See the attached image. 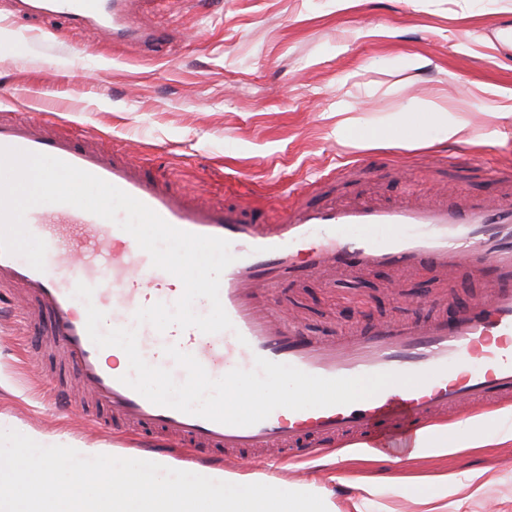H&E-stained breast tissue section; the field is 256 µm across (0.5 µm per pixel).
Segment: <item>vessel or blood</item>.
I'll return each instance as SVG.
<instances>
[{"mask_svg": "<svg viewBox=\"0 0 512 512\" xmlns=\"http://www.w3.org/2000/svg\"><path fill=\"white\" fill-rule=\"evenodd\" d=\"M147 0H25L42 16L90 25L113 40H133L152 51L172 31L143 21ZM46 113L0 116V148L43 153L115 185L173 227L226 239L235 260L222 273L220 301L232 329L205 334L195 328L135 325L134 314L161 302L173 305L181 281L155 268L150 255L115 222L68 204H40L25 216L29 231L47 244L44 271L17 255L0 254V288L32 334L36 365L56 356L55 402L76 408L113 444L140 448L146 460L168 448L194 456L209 450L219 460L257 463L262 449L291 463L313 459L322 441L359 437L368 449L399 458L413 430L451 413L512 399V194L494 198L461 189L451 203L402 200L314 203L294 194L273 222L259 220L251 201L224 206L202 190L176 187L147 172L124 145L105 151L94 134L49 130ZM424 266L445 272L472 267L487 276V293L455 306L451 316L403 326L392 321L368 335L310 337L281 319L270 296L283 279L328 272ZM92 286L91 304L105 326L137 327L138 346L153 366L170 368L167 346L193 355L211 378L251 370L256 357L324 378L377 373L421 374L415 386L393 384L377 395L325 408L274 410L251 426H231L160 406L121 383L111 359L117 347H97L86 332L87 312L77 283Z\"/></svg>", "mask_w": 512, "mask_h": 512, "instance_id": "1", "label": "vessel or blood"}]
</instances>
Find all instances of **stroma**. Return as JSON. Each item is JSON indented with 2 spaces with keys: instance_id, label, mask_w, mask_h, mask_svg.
I'll return each mask as SVG.
<instances>
[{
  "instance_id": "1",
  "label": "stroma",
  "mask_w": 512,
  "mask_h": 512,
  "mask_svg": "<svg viewBox=\"0 0 512 512\" xmlns=\"http://www.w3.org/2000/svg\"><path fill=\"white\" fill-rule=\"evenodd\" d=\"M150 17L178 32L170 52L144 57L116 47L107 57L99 31L74 33L66 20L24 15L0 0V108L49 112L73 133L136 143L147 167L180 186L228 205L253 200L270 219L277 202L322 175L324 199L339 204L451 202L464 184L481 197L512 192V181L489 180L472 166L477 157L486 166L512 163V0H163ZM433 98L468 110V142L437 141L429 128L404 140L370 138L372 126ZM351 118L361 119L363 140L337 141V125ZM431 156L454 164L429 166ZM421 281L427 294L407 298L405 289ZM484 291V278L467 268H379L286 281L271 302L303 334L339 336L442 314ZM354 297L364 306L342 317ZM26 342L18 317L1 308L0 425L138 458L109 446L74 411L50 409L51 384L26 367ZM305 469L339 512H351L345 481L391 477L427 487L484 469L494 481L469 512H512V443L493 437L482 448L452 444L385 463L341 437Z\"/></svg>"
}]
</instances>
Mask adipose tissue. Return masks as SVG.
I'll return each mask as SVG.
<instances>
[{
  "mask_svg": "<svg viewBox=\"0 0 512 512\" xmlns=\"http://www.w3.org/2000/svg\"><path fill=\"white\" fill-rule=\"evenodd\" d=\"M417 119L433 125L442 141L463 142L471 135V121L467 115L463 111L449 109L441 99L425 102ZM452 435L460 437L461 445L465 448H481L485 445L481 433L466 421L450 426H421L412 435V445L418 453H431L446 447ZM488 484V479L475 473L465 482L441 477L427 489L398 482L391 485L366 484L362 490L368 495L382 498L413 495L421 505L422 512H464L465 504L481 495Z\"/></svg>",
  "mask_w": 512,
  "mask_h": 512,
  "instance_id": "1",
  "label": "adipose tissue"
}]
</instances>
